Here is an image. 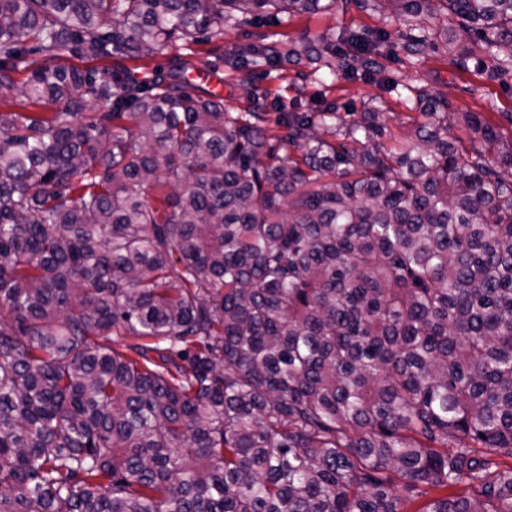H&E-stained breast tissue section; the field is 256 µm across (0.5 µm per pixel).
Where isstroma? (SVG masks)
Instances as JSON below:
<instances>
[{
  "label": "stroma",
  "mask_w": 512,
  "mask_h": 512,
  "mask_svg": "<svg viewBox=\"0 0 512 512\" xmlns=\"http://www.w3.org/2000/svg\"><path fill=\"white\" fill-rule=\"evenodd\" d=\"M382 28L391 34L403 31L402 23L386 14L357 8L353 0L328 13L303 15L289 21L291 41L328 36L343 31ZM383 70L374 75H344L328 68L310 65L264 66L258 86L270 100L296 101L311 106L320 101L335 104L339 114L363 111L378 101L388 115V124L399 128L406 114L415 112L419 93L445 94L451 109L471 112H511L512 73L494 77L478 70L475 63L460 64L444 51H431L419 57L387 56Z\"/></svg>",
  "instance_id": "35a3bbf8"
}]
</instances>
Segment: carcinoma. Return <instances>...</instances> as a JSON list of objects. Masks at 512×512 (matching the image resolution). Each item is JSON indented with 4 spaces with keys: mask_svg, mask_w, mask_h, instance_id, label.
Wrapping results in <instances>:
<instances>
[{
    "mask_svg": "<svg viewBox=\"0 0 512 512\" xmlns=\"http://www.w3.org/2000/svg\"><path fill=\"white\" fill-rule=\"evenodd\" d=\"M354 2L512 70V0ZM337 3L0 0V512H512L503 127L256 85L385 31L237 46L246 112L124 65Z\"/></svg>",
    "mask_w": 512,
    "mask_h": 512,
    "instance_id": "obj_1",
    "label": "carcinoma"
}]
</instances>
